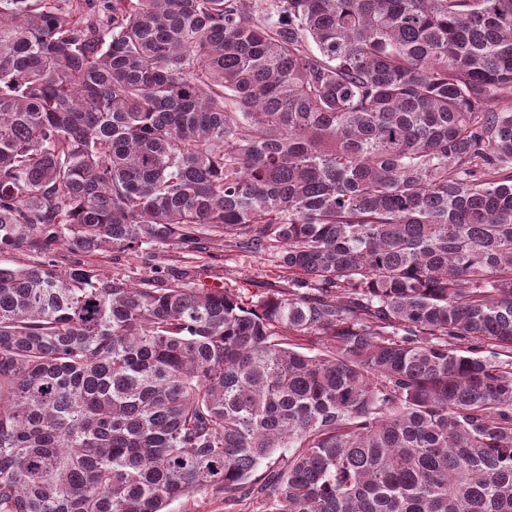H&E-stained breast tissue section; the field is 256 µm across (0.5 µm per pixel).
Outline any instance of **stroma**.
Segmentation results:
<instances>
[{
    "label": "stroma",
    "mask_w": 512,
    "mask_h": 512,
    "mask_svg": "<svg viewBox=\"0 0 512 512\" xmlns=\"http://www.w3.org/2000/svg\"><path fill=\"white\" fill-rule=\"evenodd\" d=\"M179 249L143 248L136 252H110L91 258L98 270L137 281L161 278L171 268L183 266L191 287L229 286L241 293L245 302H255L275 290L287 287V273L279 271L275 255L254 251L245 243L216 246L201 240L195 259L181 263Z\"/></svg>",
    "instance_id": "stroma-1"
}]
</instances>
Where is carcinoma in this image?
Returning <instances> with one entry per match:
<instances>
[{"label": "carcinoma", "instance_id": "1", "mask_svg": "<svg viewBox=\"0 0 512 512\" xmlns=\"http://www.w3.org/2000/svg\"><path fill=\"white\" fill-rule=\"evenodd\" d=\"M506 89L512 0H0V512H512ZM203 238L288 287L53 259ZM248 488L236 494L239 505L232 511L226 509L224 494H193L173 501L169 512H258L253 497L246 495Z\"/></svg>", "mask_w": 512, "mask_h": 512}]
</instances>
